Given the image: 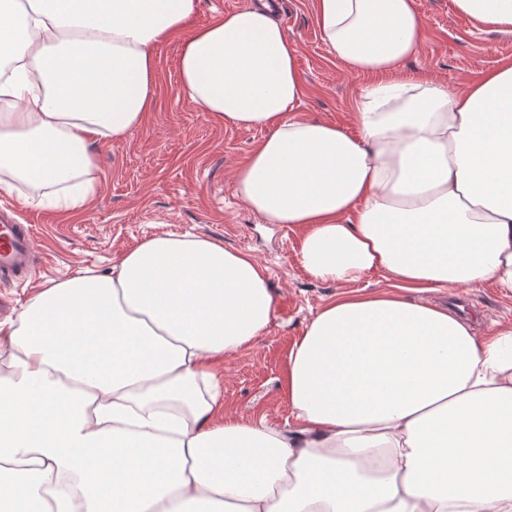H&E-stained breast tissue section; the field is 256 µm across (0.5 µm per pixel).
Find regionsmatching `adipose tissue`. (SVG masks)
Here are the masks:
<instances>
[{
  "instance_id": "obj_1",
  "label": "adipose tissue",
  "mask_w": 512,
  "mask_h": 512,
  "mask_svg": "<svg viewBox=\"0 0 512 512\" xmlns=\"http://www.w3.org/2000/svg\"><path fill=\"white\" fill-rule=\"evenodd\" d=\"M453 3L512 33V0ZM198 8L0 0V192L81 206L97 146L143 124L177 35L180 94L265 133L236 195L302 229L312 277L390 287L309 320L274 427L227 415L214 369L277 303L248 253L164 234L43 286L0 322V512H512V327L481 338L410 298L486 281L512 296V63L454 90L400 79L425 35L413 0H316L337 62L384 77L351 134L297 117V46L268 0L194 27Z\"/></svg>"
}]
</instances>
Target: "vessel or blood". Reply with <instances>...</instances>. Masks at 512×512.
<instances>
[{
	"mask_svg": "<svg viewBox=\"0 0 512 512\" xmlns=\"http://www.w3.org/2000/svg\"><path fill=\"white\" fill-rule=\"evenodd\" d=\"M38 263L33 226L22 223L19 213H0V278L28 272Z\"/></svg>",
	"mask_w": 512,
	"mask_h": 512,
	"instance_id": "obj_1",
	"label": "vessel or blood"
}]
</instances>
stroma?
<instances>
[{
  "instance_id": "stroma-1",
  "label": "stroma",
  "mask_w": 512,
  "mask_h": 512,
  "mask_svg": "<svg viewBox=\"0 0 512 512\" xmlns=\"http://www.w3.org/2000/svg\"><path fill=\"white\" fill-rule=\"evenodd\" d=\"M426 31L421 49L399 76L456 88L512 62V34L482 31L453 7V0H414ZM316 0H280L279 19L298 48L306 92L298 113L355 131L354 102L376 78L355 74L334 59L315 23ZM179 39L156 51L157 96L144 124L119 142L98 148L96 189L71 213L21 204L0 193V206L16 209L33 225L43 265L35 279L6 283L13 312H20L47 282L91 270L109 272L124 253L163 234H194L248 252L265 269L278 304L264 336L225 359L224 406L233 416H258L280 427L290 412L283 394L288 352L314 313L354 290L387 289L381 275L336 283L314 279L299 259L302 231L267 223L235 194L234 175L264 138V131L215 122L178 90ZM477 335L512 325V297L491 282L459 291Z\"/></svg>"
}]
</instances>
